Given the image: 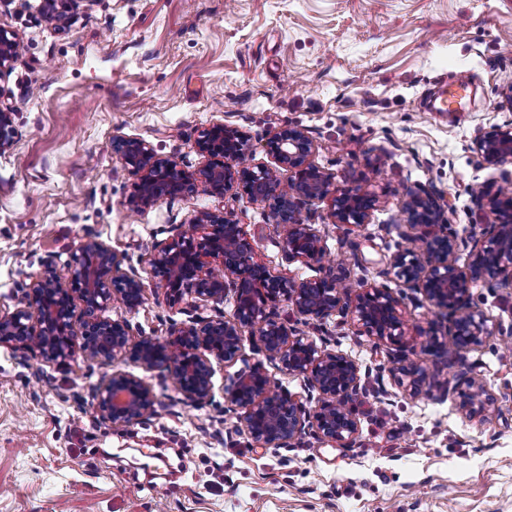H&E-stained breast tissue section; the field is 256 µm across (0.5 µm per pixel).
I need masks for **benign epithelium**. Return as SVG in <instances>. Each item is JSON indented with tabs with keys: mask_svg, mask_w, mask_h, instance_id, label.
<instances>
[{
	"mask_svg": "<svg viewBox=\"0 0 512 512\" xmlns=\"http://www.w3.org/2000/svg\"><path fill=\"white\" fill-rule=\"evenodd\" d=\"M77 0H41L40 10L59 27L68 25ZM21 53V41L0 30V70ZM13 108L0 101V153L13 148L17 131ZM206 163L190 172L169 156L158 154L144 139L116 137L112 148L127 169L138 177L128 205L145 212L163 200H173L201 186L211 195L243 190L275 215L282 228V255L287 263L323 266L322 235L302 215L306 205L328 200L331 223L358 227L376 208L375 197L358 188H340L335 175L310 161L315 145L308 131L285 126L266 142L272 166L244 163L247 135L216 122L200 130L195 141ZM482 163L500 167L512 161V122L496 126L475 140ZM472 203L491 215L483 238L460 237L447 231V204H438L427 191H409L401 213L393 221L399 236L423 244V257L413 251L393 255L390 270L400 286L418 292L448 320V334L433 335L427 348L456 353L482 346L490 337L485 314L473 306L471 289L512 283V172L500 183L482 182L470 192ZM470 249L468 272L456 265V253ZM150 271L176 303L189 296L218 307L232 296L228 319L219 310L206 319L174 324L163 338L142 337L130 343L127 319L96 315L119 302L133 312L143 304L146 285L134 269L125 270L117 254L95 238H87L73 255L67 270L48 266L24 288L23 300L11 311H0V345L14 352H38L48 363H64L80 353L87 360L127 357L146 370L165 368L180 392L195 403L213 393V361L234 363L243 356L249 337L257 351L304 378L317 392V406L308 411L300 400L282 395L260 364L233 375L224 386L225 401L242 410L246 435L261 447H281L307 430L322 441L344 447L358 433V421L349 401L360 387V370L350 357L328 351L280 322L274 307L288 302L306 321L321 322L338 312L351 315L363 335L375 343L396 344L404 336L401 300L387 286L354 285L345 268L326 270L315 278L295 280L275 274L255 258L242 225L226 212L202 211L168 242L154 246ZM89 320L82 332L74 330L75 299ZM396 372L399 384L411 396L421 394L427 378L417 362L402 357ZM459 411L468 418L485 419L498 413L483 382L461 372L453 386ZM99 417L114 426H131L154 412L155 396L141 377L117 370L94 390Z\"/></svg>",
	"mask_w": 512,
	"mask_h": 512,
	"instance_id": "1",
	"label": "benign epithelium"
}]
</instances>
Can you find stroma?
<instances>
[{
  "instance_id": "1",
  "label": "stroma",
  "mask_w": 512,
  "mask_h": 512,
  "mask_svg": "<svg viewBox=\"0 0 512 512\" xmlns=\"http://www.w3.org/2000/svg\"><path fill=\"white\" fill-rule=\"evenodd\" d=\"M40 0H0V28L23 43L0 71V92L18 133L0 154V309L9 311L45 266L65 271L89 237L111 247L146 284L144 303L125 313L130 339L165 337L171 324L214 316L191 298L170 303L150 273L153 246L200 211L228 212L258 258L295 279L318 267L286 264L282 236L264 206L242 190L203 189L137 214L127 207L135 176L112 148L116 136L146 140L193 171L205 159L199 131L222 122L249 138L248 164L272 165L265 143L288 125L305 128L314 164L341 187L376 196L367 224L330 222L312 202L324 264L354 279L383 280L398 251L421 244L391 222L424 187L448 204L450 230L481 237L488 221L470 199L498 179L474 141L512 121V0H79L71 27L56 28ZM467 74L473 92L453 115L434 112L443 85ZM490 338L456 356L427 354L441 323L416 292L403 304L405 336L375 344L351 317L304 321L287 302L277 314L301 336L358 365L352 407L359 433L345 447L306 432L290 445L257 446L224 401L228 376L264 363L279 391L304 401L302 376L263 354L215 364L214 393L187 403L173 374L127 358L46 363L0 346V512H512V287L472 289ZM423 362L422 395L404 392L397 355ZM481 379L500 414L466 418L447 383L460 369ZM143 377L152 415L111 427L93 408V389L112 371Z\"/></svg>"
}]
</instances>
